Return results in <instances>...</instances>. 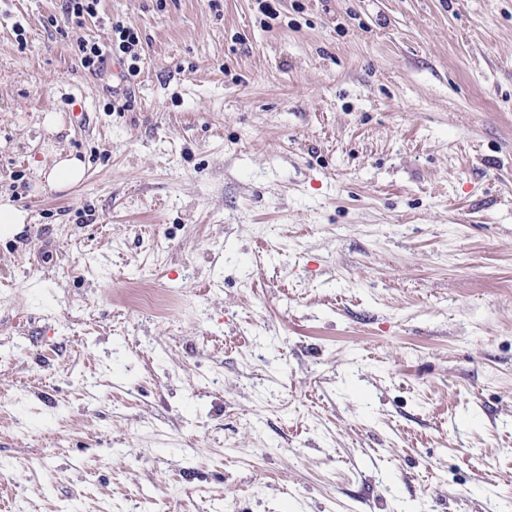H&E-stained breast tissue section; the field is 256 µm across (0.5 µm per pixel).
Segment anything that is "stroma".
Segmentation results:
<instances>
[{"label": "stroma", "instance_id": "stroma-1", "mask_svg": "<svg viewBox=\"0 0 512 512\" xmlns=\"http://www.w3.org/2000/svg\"><path fill=\"white\" fill-rule=\"evenodd\" d=\"M61 5L0 0V500L512 512V0ZM63 10L68 20L82 24L86 16H94L100 0H63ZM141 48L137 32L120 20L112 22L109 45L87 40L81 41L78 45L81 65L91 73L103 71L109 56L124 69L126 63L131 61L127 67V75H124L126 82L128 76H136L138 73L136 63L141 59ZM39 173L45 176L49 185L56 188H65L71 187L82 180L84 166L76 157H63L61 153H56L51 165L41 166Z\"/></svg>", "mask_w": 512, "mask_h": 512}]
</instances>
